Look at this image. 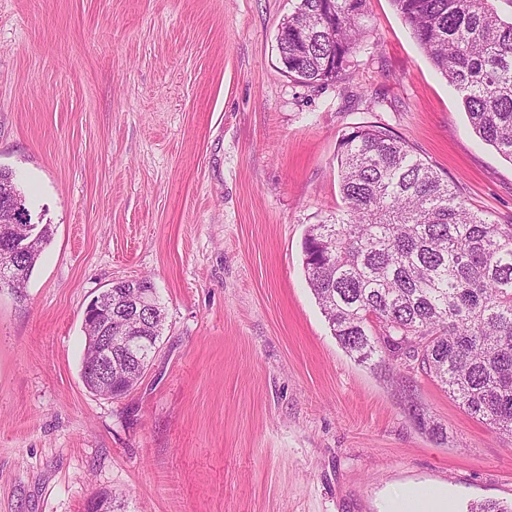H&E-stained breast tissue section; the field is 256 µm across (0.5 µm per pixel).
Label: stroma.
Returning a JSON list of instances; mask_svg holds the SVG:
<instances>
[{
    "instance_id": "1",
    "label": "stroma",
    "mask_w": 512,
    "mask_h": 512,
    "mask_svg": "<svg viewBox=\"0 0 512 512\" xmlns=\"http://www.w3.org/2000/svg\"><path fill=\"white\" fill-rule=\"evenodd\" d=\"M295 0H0V166L51 225L0 288V512H383L440 488L512 503V437L425 374L333 336L303 268L343 209V134L388 128L472 210L512 222V162L391 0L341 76L306 85L277 34ZM150 278L164 331L120 398L81 378L83 316ZM421 405L443 437L407 412Z\"/></svg>"
}]
</instances>
